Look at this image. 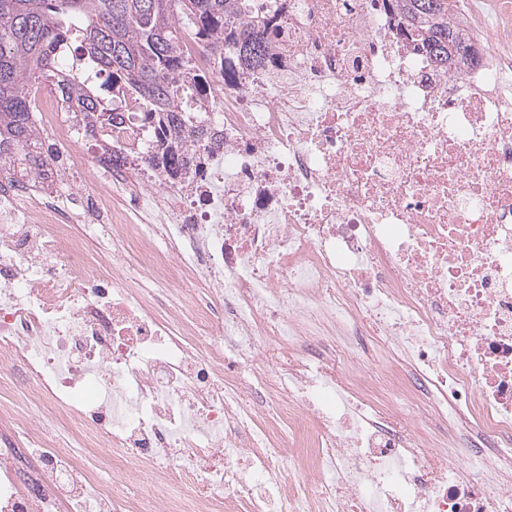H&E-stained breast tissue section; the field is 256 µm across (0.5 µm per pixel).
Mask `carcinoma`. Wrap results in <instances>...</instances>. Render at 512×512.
Returning a JSON list of instances; mask_svg holds the SVG:
<instances>
[{
	"mask_svg": "<svg viewBox=\"0 0 512 512\" xmlns=\"http://www.w3.org/2000/svg\"><path fill=\"white\" fill-rule=\"evenodd\" d=\"M456 10L457 0H397L399 33L442 68L471 67L474 34L451 21ZM274 20L271 0H0V156L16 153L38 182L44 162L27 155L38 138L35 89L46 83L93 137L138 104L140 119L159 132L156 163L177 169L193 119L178 86L205 91L181 40L232 46L233 59H218L231 74L237 60L265 65Z\"/></svg>",
	"mask_w": 512,
	"mask_h": 512,
	"instance_id": "cac0c4a2",
	"label": "carcinoma"
}]
</instances>
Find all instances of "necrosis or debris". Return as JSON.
I'll return each instance as SVG.
<instances>
[{"label": "necrosis or debris", "instance_id": "4bbe7bcc", "mask_svg": "<svg viewBox=\"0 0 512 512\" xmlns=\"http://www.w3.org/2000/svg\"><path fill=\"white\" fill-rule=\"evenodd\" d=\"M277 7L232 82L183 39L219 143L177 171L131 121L82 189L51 91L45 186L0 161V512H512V0L459 72L395 0Z\"/></svg>", "mask_w": 512, "mask_h": 512}]
</instances>
